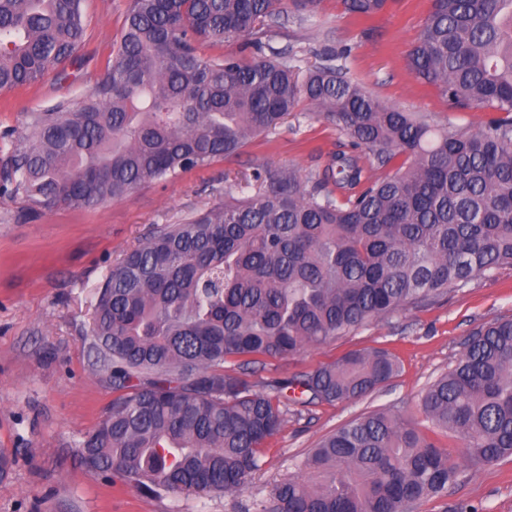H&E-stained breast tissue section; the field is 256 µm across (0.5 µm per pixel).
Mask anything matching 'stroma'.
Masks as SVG:
<instances>
[{
    "instance_id": "stroma-1",
    "label": "stroma",
    "mask_w": 512,
    "mask_h": 512,
    "mask_svg": "<svg viewBox=\"0 0 512 512\" xmlns=\"http://www.w3.org/2000/svg\"><path fill=\"white\" fill-rule=\"evenodd\" d=\"M127 0H85L87 37L64 79L0 91V160L5 137L20 133L23 115L89 95L120 38ZM430 9V0H393L371 19L342 13L323 0L317 13L285 4L270 32L266 55H279L299 73L334 56L348 77L403 112L428 114L431 124L477 130L484 112L451 110L434 87L417 81L406 54ZM345 137L307 103H300L269 136L241 154L134 190L92 209L58 207L29 216L21 199L0 194V512H255V500L274 485L302 476V462L339 426L388 411L421 430L430 424L418 400L453 366L470 334L512 316V265L476 276L434 304L372 320L355 332L283 359L256 365L265 381L314 370L352 350L384 349L400 369L366 397L302 408L289 406L264 464L234 496L167 491L157 495L112 482L84 466L86 435L110 413L109 370L91 332L98 290L125 254L168 224L222 205L228 175L270 161L301 174L322 170ZM512 512V457L462 473L446 495L415 512Z\"/></svg>"
}]
</instances>
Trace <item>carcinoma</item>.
I'll return each instance as SVG.
<instances>
[{
	"label": "carcinoma",
	"instance_id": "cac0c4a2",
	"mask_svg": "<svg viewBox=\"0 0 512 512\" xmlns=\"http://www.w3.org/2000/svg\"><path fill=\"white\" fill-rule=\"evenodd\" d=\"M83 0H0V89L76 58ZM282 0H128L93 92L27 112L4 181L34 212L95 208L140 186L237 155L304 100L348 139L321 172L265 162L237 195L157 231L99 288L92 322L112 364V413L83 462L140 490L242 492L263 465L283 408L359 399L396 360L350 351L259 385L249 365L283 359L398 310L438 302L512 265V0H431L409 72L452 108L491 110L474 131L367 93L322 64L205 56L276 22ZM374 17L388 0H340ZM370 152L384 176L361 164ZM456 453L388 412L324 438L311 476L280 483L257 512H408L448 493L467 468L512 456V318L477 328L422 394Z\"/></svg>",
	"mask_w": 512,
	"mask_h": 512
}]
</instances>
